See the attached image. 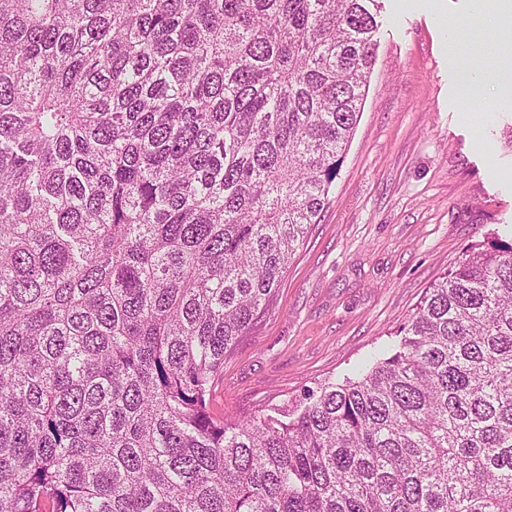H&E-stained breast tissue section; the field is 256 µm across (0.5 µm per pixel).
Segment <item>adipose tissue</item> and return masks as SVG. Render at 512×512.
<instances>
[{"mask_svg": "<svg viewBox=\"0 0 512 512\" xmlns=\"http://www.w3.org/2000/svg\"><path fill=\"white\" fill-rule=\"evenodd\" d=\"M487 85L495 86L499 99H512V58L503 52L500 41L495 39L487 42L482 67L460 71L457 97L475 101Z\"/></svg>", "mask_w": 512, "mask_h": 512, "instance_id": "1", "label": "adipose tissue"}]
</instances>
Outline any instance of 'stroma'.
<instances>
[{
    "label": "stroma",
    "mask_w": 512,
    "mask_h": 512,
    "mask_svg": "<svg viewBox=\"0 0 512 512\" xmlns=\"http://www.w3.org/2000/svg\"><path fill=\"white\" fill-rule=\"evenodd\" d=\"M377 59L329 203L264 311L224 357L213 418L263 417L342 380L395 332L466 249L512 238V102L481 124L454 107L443 16L486 39L474 0H376Z\"/></svg>",
    "instance_id": "obj_1"
}]
</instances>
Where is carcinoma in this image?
Returning <instances> with one entry per match:
<instances>
[{"label":"carcinoma","mask_w":512,"mask_h":512,"mask_svg":"<svg viewBox=\"0 0 512 512\" xmlns=\"http://www.w3.org/2000/svg\"><path fill=\"white\" fill-rule=\"evenodd\" d=\"M368 0H0V512H512V241L386 355L214 420L317 223Z\"/></svg>","instance_id":"carcinoma-1"}]
</instances>
